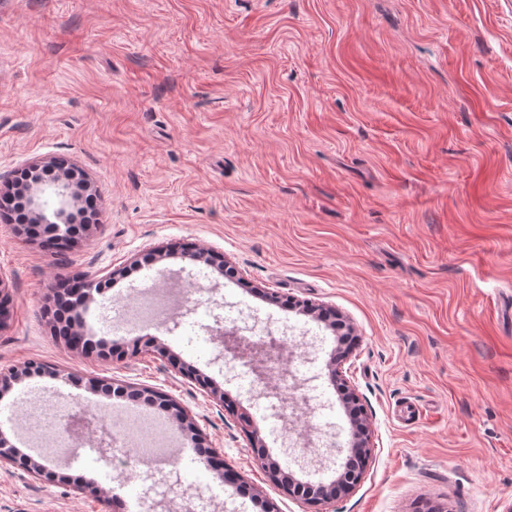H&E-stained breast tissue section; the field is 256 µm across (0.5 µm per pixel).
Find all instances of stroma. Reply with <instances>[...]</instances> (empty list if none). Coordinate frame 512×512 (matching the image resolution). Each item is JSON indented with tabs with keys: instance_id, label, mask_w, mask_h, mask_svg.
<instances>
[{
	"instance_id": "stroma-1",
	"label": "stroma",
	"mask_w": 512,
	"mask_h": 512,
	"mask_svg": "<svg viewBox=\"0 0 512 512\" xmlns=\"http://www.w3.org/2000/svg\"><path fill=\"white\" fill-rule=\"evenodd\" d=\"M63 157L97 194L98 221L64 256L0 219V373H43L0 395V431L27 435L47 397L120 416L125 398L89 380L148 387L179 404L239 493L172 433L168 492L221 512H512V0H0V184ZM192 243L235 266L200 267L170 293L172 322L127 324L145 285L181 266L143 256ZM81 312L92 338L155 336L163 357L86 356L50 332L58 279L102 286ZM268 292L344 313L356 341L344 365L366 409L372 452L348 496L309 505L274 483L230 405L249 409L283 467L284 438L219 359L194 313L255 318L288 331L305 365L287 426L311 425L335 456L348 418L328 379L324 325ZM190 366L224 390L215 399ZM91 491L0 465V512H137L124 468L49 454Z\"/></svg>"
}]
</instances>
